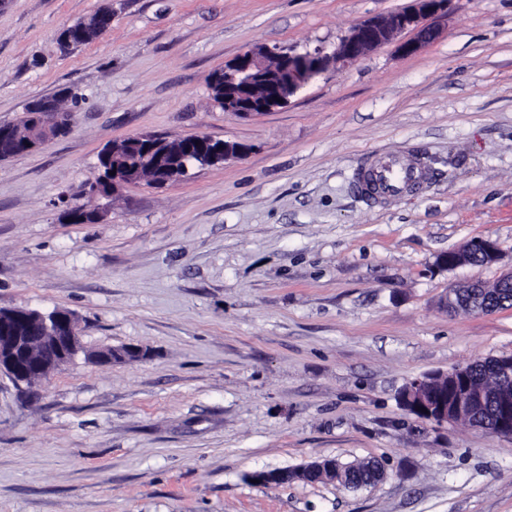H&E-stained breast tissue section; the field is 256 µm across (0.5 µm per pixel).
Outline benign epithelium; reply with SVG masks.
Returning a JSON list of instances; mask_svg holds the SVG:
<instances>
[{
    "label": "benign epithelium",
    "mask_w": 512,
    "mask_h": 512,
    "mask_svg": "<svg viewBox=\"0 0 512 512\" xmlns=\"http://www.w3.org/2000/svg\"><path fill=\"white\" fill-rule=\"evenodd\" d=\"M451 0H413V5L388 14L369 19L354 27L343 36L330 51L317 49L313 52L291 53L279 48L265 46L250 47L235 59L224 64L223 71L209 77L215 86L224 88V111L251 117L287 105L290 99L317 76L338 66L357 63L367 51L410 33L412 37L398 44L403 56L415 54L426 48L434 39L436 29L433 20L448 13ZM87 26L77 21L63 28L58 42L64 48L73 45L74 36H81ZM36 138L30 146L19 147L26 153L48 140L66 133L74 123V113L57 109L51 98L31 103ZM136 141L153 145L129 158L131 141L112 142V173L101 176L89 185L84 195L90 197L86 207H70L65 217L71 222L98 223L103 214L94 201L109 198L122 186L141 181V173H153V183L166 185L184 177L188 164L218 165L226 160L239 158L245 149L223 140L212 139L209 146L187 161L181 152L165 150L163 138L141 134ZM480 258L483 265L500 262L501 252L490 238H475L463 248L438 258V265L454 268L471 264ZM443 304L454 309L468 306L479 315L499 310V294H491L481 284H473L465 290L450 289ZM83 351L80 342L79 323L76 315L68 310L55 309L43 313L24 308L0 307V375L5 374L16 383H28L33 376L45 379ZM101 363L130 362L142 357L136 347L109 348L91 354ZM491 368L504 382L512 384V355L500 356L491 362ZM446 375L460 386L458 394L436 393L428 386V380L418 377L412 381L417 396L415 411L430 421L448 423L456 415H468L474 422L483 423V394L474 389L468 371L457 367ZM498 436L512 439V399L498 402L493 417ZM307 476L318 480L344 481L345 472L337 469V462L321 459L300 467ZM256 479L264 484H282L292 480V471L272 470L261 472Z\"/></svg>",
    "instance_id": "benign-epithelium-1"
}]
</instances>
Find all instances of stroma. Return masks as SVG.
<instances>
[{
    "instance_id": "obj_1",
    "label": "stroma",
    "mask_w": 512,
    "mask_h": 512,
    "mask_svg": "<svg viewBox=\"0 0 512 512\" xmlns=\"http://www.w3.org/2000/svg\"><path fill=\"white\" fill-rule=\"evenodd\" d=\"M104 1L0 8V123L81 97L67 134L0 161V307L72 311L85 348L30 391L0 375V512H512V439L398 402L422 374L512 354V308L441 305L512 268V0H451L420 53L378 46L252 117L213 101L212 71L251 46L332 48L409 0H108L110 30L60 49ZM140 134L249 151L68 223L101 148ZM417 153L440 177L355 191ZM477 237L500 263L437 266ZM121 346L143 355L89 357ZM320 459L387 476L253 480ZM142 350L136 347L109 348L91 354L96 361L101 363L130 362L142 357Z\"/></svg>"
}]
</instances>
